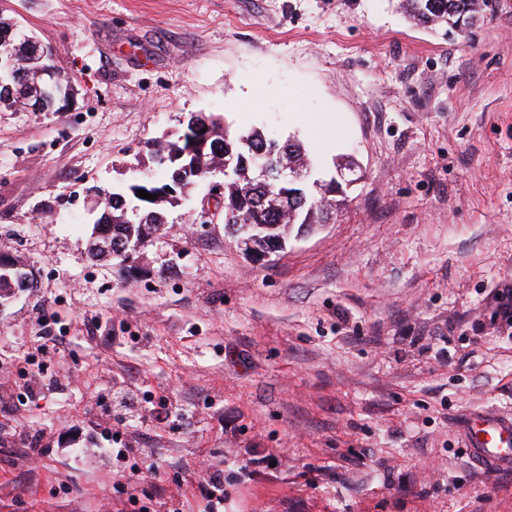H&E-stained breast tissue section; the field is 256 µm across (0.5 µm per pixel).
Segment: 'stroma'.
Segmentation results:
<instances>
[{"instance_id":"stroma-1","label":"stroma","mask_w":512,"mask_h":512,"mask_svg":"<svg viewBox=\"0 0 512 512\" xmlns=\"http://www.w3.org/2000/svg\"><path fill=\"white\" fill-rule=\"evenodd\" d=\"M10 7L77 93L0 112V253L37 279L0 305V512H512L459 425L512 416V0L463 34L399 0ZM198 112L360 177L263 260L182 222L200 182L124 278L88 253L90 189L166 180L138 160Z\"/></svg>"}]
</instances>
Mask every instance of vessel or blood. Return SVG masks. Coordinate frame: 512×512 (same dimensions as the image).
Masks as SVG:
<instances>
[{"label": "vessel or blood", "instance_id": "vessel-or-blood-1", "mask_svg": "<svg viewBox=\"0 0 512 512\" xmlns=\"http://www.w3.org/2000/svg\"><path fill=\"white\" fill-rule=\"evenodd\" d=\"M461 425L470 453L484 471L512 470L511 417L471 412L462 415Z\"/></svg>", "mask_w": 512, "mask_h": 512}]
</instances>
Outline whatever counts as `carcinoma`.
Segmentation results:
<instances>
[{
  "label": "carcinoma",
  "mask_w": 512,
  "mask_h": 512,
  "mask_svg": "<svg viewBox=\"0 0 512 512\" xmlns=\"http://www.w3.org/2000/svg\"><path fill=\"white\" fill-rule=\"evenodd\" d=\"M408 16L417 24L430 29L448 28L457 23L461 14L479 12L480 0H403ZM9 50L21 63L24 75L15 78L14 72H0V112L30 111L35 101L44 100L54 107L61 97L72 91L71 82L60 77V85L50 88L40 72L45 62L36 55L31 38L14 31L12 19L0 9V50ZM210 127L216 150L204 154L199 161L200 174L185 173L186 183L198 184L206 178L207 169L232 160L230 175L224 179V226L239 236L244 224H267L266 234L286 238L290 226L316 224L328 217L314 191L305 183L277 185L273 182L274 168L281 160L282 143L265 136L256 129L232 133L220 123V118L199 113L190 116L186 131L192 127ZM187 148V140L169 141L153 149L157 164L163 166L169 181L160 183L150 176H142L126 189L107 192L100 204L98 224L93 227L89 244L92 256L109 257L119 266V272L129 274L133 266L125 264L127 256L119 249L133 252L153 241L168 224L169 208L177 202V196H160L158 191L172 185L175 168L172 156ZM144 190L156 199L138 197ZM34 287L32 273L21 262L7 254H0V300L9 299L15 291Z\"/></svg>",
  "instance_id": "cac0c4a2"
}]
</instances>
